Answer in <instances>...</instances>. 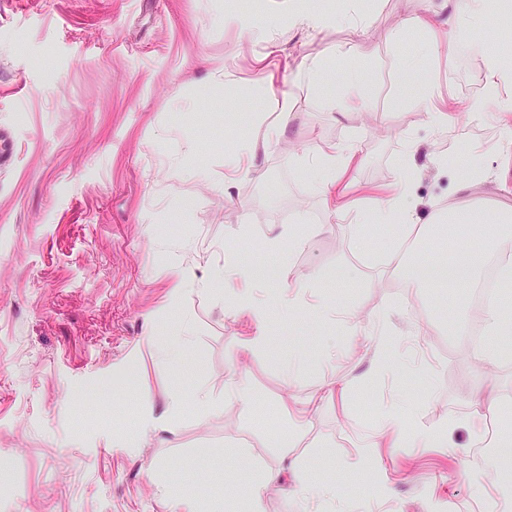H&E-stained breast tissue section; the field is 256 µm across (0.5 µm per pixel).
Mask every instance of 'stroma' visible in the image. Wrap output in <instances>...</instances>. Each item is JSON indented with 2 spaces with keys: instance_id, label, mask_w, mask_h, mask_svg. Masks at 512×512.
<instances>
[{
  "instance_id": "obj_1",
  "label": "stroma",
  "mask_w": 512,
  "mask_h": 512,
  "mask_svg": "<svg viewBox=\"0 0 512 512\" xmlns=\"http://www.w3.org/2000/svg\"><path fill=\"white\" fill-rule=\"evenodd\" d=\"M312 11H347L349 24L293 25L289 0H0V512H166L175 492L224 512H251L237 454L279 471L264 512H298L314 483H336L317 512H470L472 472L497 463L468 431L460 452L381 435L398 406L403 429L466 419L479 390H494L501 436L512 438V360L467 355L474 316L463 286H422L391 258L398 224L351 229L360 211L412 180L409 242L453 257L434 237L448 207L482 224L512 210V146L488 113L471 111L485 87V56L512 47V14L461 35L455 0H303ZM431 14L435 30L399 31ZM433 46L426 73L406 57ZM352 48L366 107L330 113L345 93L344 62L312 79L309 67ZM468 56L467 69L456 61ZM270 78L275 96L253 95ZM448 104L452 128L420 106L422 79ZM289 94L283 107L281 94ZM283 123L266 144L254 114ZM251 135L259 174L224 178V156ZM414 143L404 162L406 143ZM355 147V207L330 214L312 186L311 156ZM479 147L468 161L462 146ZM280 251L267 248L276 231ZM241 262L273 267L259 288L272 304L266 346L249 317L232 315L224 290L176 288ZM295 288L297 307L273 298ZM186 327L194 346L178 367L160 362L154 339ZM340 389L295 428L288 406ZM237 380L251 400L226 396ZM217 403L197 407V387ZM175 425L119 440L139 416H162L173 388ZM289 446H280L282 435ZM386 498L371 493L372 476Z\"/></svg>"
}]
</instances>
